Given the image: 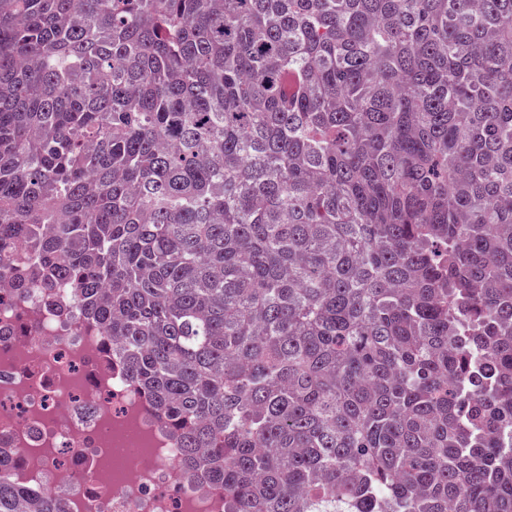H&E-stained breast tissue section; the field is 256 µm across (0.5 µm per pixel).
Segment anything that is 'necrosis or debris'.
I'll list each match as a JSON object with an SVG mask.
<instances>
[{
    "label": "necrosis or debris",
    "instance_id": "obj_1",
    "mask_svg": "<svg viewBox=\"0 0 512 512\" xmlns=\"http://www.w3.org/2000/svg\"><path fill=\"white\" fill-rule=\"evenodd\" d=\"M76 291L0 275V479L63 512H224L190 480L179 444L112 370L111 339L75 317Z\"/></svg>",
    "mask_w": 512,
    "mask_h": 512
}]
</instances>
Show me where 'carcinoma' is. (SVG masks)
Instances as JSON below:
<instances>
[{"label": "carcinoma", "instance_id": "cac0c4a2", "mask_svg": "<svg viewBox=\"0 0 512 512\" xmlns=\"http://www.w3.org/2000/svg\"><path fill=\"white\" fill-rule=\"evenodd\" d=\"M33 260L224 512H512V0H0Z\"/></svg>", "mask_w": 512, "mask_h": 512}]
</instances>
